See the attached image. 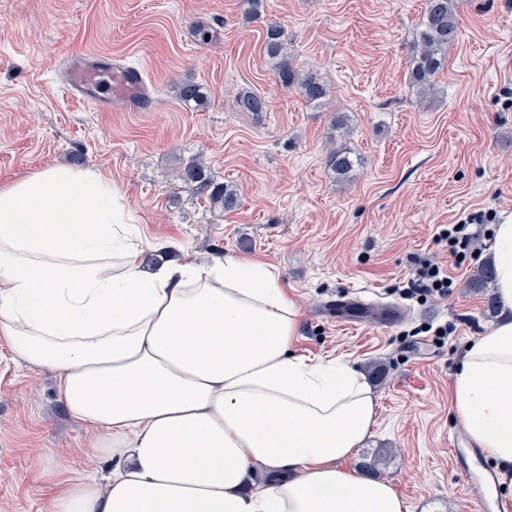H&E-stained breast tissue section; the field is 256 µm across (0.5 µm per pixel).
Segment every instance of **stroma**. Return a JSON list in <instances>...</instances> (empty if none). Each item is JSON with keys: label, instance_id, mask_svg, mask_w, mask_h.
<instances>
[{"label": "stroma", "instance_id": "obj_1", "mask_svg": "<svg viewBox=\"0 0 512 512\" xmlns=\"http://www.w3.org/2000/svg\"><path fill=\"white\" fill-rule=\"evenodd\" d=\"M454 5L459 40L422 100L408 71L425 0H262L256 18L247 0H0V186L78 155L122 189L143 237L181 241L176 259L227 252L275 267L302 308L300 351L355 364L376 395V424L347 466L375 462L409 512H480L451 463L462 425L449 396L467 342L499 317L492 286L473 284L494 240L480 235L461 258L447 299L406 301L397 287L410 255L447 261L439 225L512 211V0ZM272 23L293 67L329 86L322 105L281 85L264 51ZM91 53L142 67L153 105L97 112L67 98L62 55ZM188 79L205 105L178 99ZM244 91L268 112L239 111ZM336 147L357 160L343 179L326 167ZM194 161L235 189V210L175 180ZM340 297L406 312L343 325L330 307ZM444 323L451 336L429 334ZM87 437L54 372L0 345V512H47L40 474Z\"/></svg>", "mask_w": 512, "mask_h": 512}]
</instances>
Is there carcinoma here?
Segmentation results:
<instances>
[{"label": "carcinoma", "mask_w": 512, "mask_h": 512, "mask_svg": "<svg viewBox=\"0 0 512 512\" xmlns=\"http://www.w3.org/2000/svg\"><path fill=\"white\" fill-rule=\"evenodd\" d=\"M457 36L453 0H426L421 29L412 47L409 66V83L419 94L424 96L436 89V78L448 62V47L455 43ZM264 50L268 57L276 61L279 81L284 87L296 88L310 104H320L325 100L329 90L324 80L313 73L296 69L288 61L287 40L281 26L271 24L267 27ZM176 93L186 103L199 104L205 98L202 86L191 80L179 83ZM237 106L243 112H266L269 102L257 93L244 91L237 98ZM326 164L336 176L343 177L351 170L353 161L349 152L339 148L328 153ZM177 179L203 185L209 182L206 170L200 163H190L181 168ZM211 200L225 211L233 210L238 203L234 190L224 185L213 187Z\"/></svg>", "instance_id": "1"}]
</instances>
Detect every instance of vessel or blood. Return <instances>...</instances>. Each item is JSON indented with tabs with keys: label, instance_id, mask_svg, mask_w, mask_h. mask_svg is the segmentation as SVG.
<instances>
[{
	"label": "vessel or blood",
	"instance_id": "vessel-or-blood-1",
	"mask_svg": "<svg viewBox=\"0 0 512 512\" xmlns=\"http://www.w3.org/2000/svg\"><path fill=\"white\" fill-rule=\"evenodd\" d=\"M59 76L62 88L70 99L91 105L101 112L118 99L127 101L139 111L153 102L152 89L142 71L108 56H68ZM450 454L455 469L466 481L468 489L479 490V483L472 479V469L480 463V453L476 449L462 447L460 437L456 436L450 442Z\"/></svg>",
	"mask_w": 512,
	"mask_h": 512
}]
</instances>
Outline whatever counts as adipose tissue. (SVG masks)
I'll return each mask as SVG.
<instances>
[{
  "mask_svg": "<svg viewBox=\"0 0 512 512\" xmlns=\"http://www.w3.org/2000/svg\"><path fill=\"white\" fill-rule=\"evenodd\" d=\"M121 188L54 166L0 188V341L58 374L107 478L58 459L48 512H407L347 467L370 436L364 374L296 348L302 313L268 264L151 263ZM499 321L467 343L451 410L512 472V212L494 227Z\"/></svg>",
  "mask_w": 512,
  "mask_h": 512,
  "instance_id": "ef3b65f1",
  "label": "adipose tissue"
}]
</instances>
